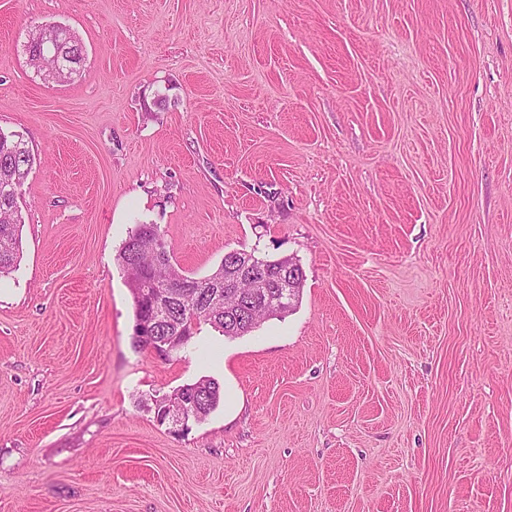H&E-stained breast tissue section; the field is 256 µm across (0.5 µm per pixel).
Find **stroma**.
Wrapping results in <instances>:
<instances>
[{"label":"stroma","instance_id":"stroma-1","mask_svg":"<svg viewBox=\"0 0 512 512\" xmlns=\"http://www.w3.org/2000/svg\"><path fill=\"white\" fill-rule=\"evenodd\" d=\"M0 128L34 157L0 512H512V0H0ZM139 224L199 277L293 257L296 308L138 345ZM203 378L214 411L157 420ZM66 31V27L62 25L50 24L39 26L35 32L30 33L26 49L27 59L38 57L46 62L44 67L35 70L43 79L59 82L61 74L72 69L69 59L64 57L58 48ZM83 59L75 65L72 72L64 80L78 72L81 66H77L81 64Z\"/></svg>","mask_w":512,"mask_h":512}]
</instances>
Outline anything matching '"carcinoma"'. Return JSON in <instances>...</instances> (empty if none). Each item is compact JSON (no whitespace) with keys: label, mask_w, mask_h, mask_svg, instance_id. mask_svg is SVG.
<instances>
[{"label":"carcinoma","mask_w":512,"mask_h":512,"mask_svg":"<svg viewBox=\"0 0 512 512\" xmlns=\"http://www.w3.org/2000/svg\"><path fill=\"white\" fill-rule=\"evenodd\" d=\"M30 151L26 144L11 140L0 141V275L10 273L20 259L19 227L22 215L9 190L24 186L32 169ZM133 292L135 315H150L152 299L160 295L167 304V317L152 322L148 338L139 340L151 347L163 341L176 352L183 348L202 324L235 338L252 328V294L254 289L246 281H236L234 287L224 288L229 274L228 259L211 274L195 278L174 262L164 234L156 224H139L131 232L117 255ZM229 293L236 305L239 326L224 323V293ZM186 396L190 412L199 421L216 408L220 401V387L211 379H201L177 390Z\"/></svg>","instance_id":"obj_1"}]
</instances>
